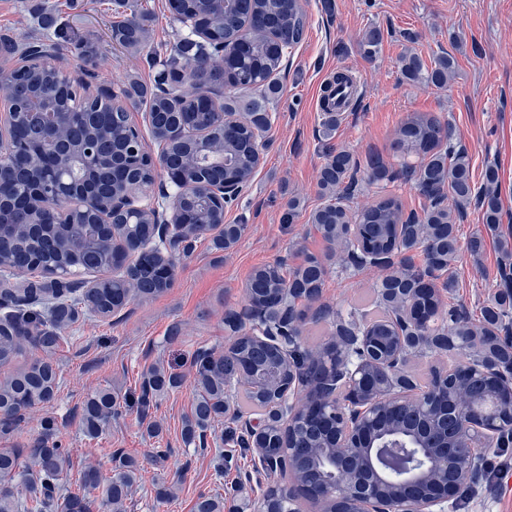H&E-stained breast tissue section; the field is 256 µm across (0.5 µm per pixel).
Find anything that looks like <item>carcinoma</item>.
<instances>
[{
    "label": "carcinoma",
    "instance_id": "obj_1",
    "mask_svg": "<svg viewBox=\"0 0 512 512\" xmlns=\"http://www.w3.org/2000/svg\"><path fill=\"white\" fill-rule=\"evenodd\" d=\"M118 7L122 8L121 20L112 23V44L144 53L163 67L161 82L155 86L132 80L120 89L119 96L133 106L145 105L150 135L164 144V154L180 167L184 184L224 180L245 186L260 165L258 137L271 125V108L280 92L275 74L289 50L304 37L307 18L299 0H168L169 10L180 22L193 21L201 30H191L165 48L149 43L148 10L143 0H118ZM43 25L49 30L45 39L55 48L72 44L83 61L97 57L95 38L71 37L50 13L44 16ZM382 40L380 28L365 30L360 39L364 57L374 58ZM220 51L232 64L224 70L206 67V60ZM28 52L29 47L19 45L10 34H0L1 54L25 56ZM454 65L450 55L436 58L431 66L415 53L400 58V72L406 80L437 89L448 85ZM186 76L206 91L232 88L234 94L224 97L222 111L242 110V121L224 123L213 109L184 96L180 85ZM11 79L13 133L25 147L14 156L16 175L6 182L5 203L0 205V308L4 310L0 369L14 365L28 344L41 350L42 356L0 377L1 432L13 429L27 410L55 400L59 374L53 355L65 341L64 329L84 314L107 318L135 298L163 293L172 280L166 269H174V263L166 260L163 241L149 213L124 212L110 224H98L96 214L90 212L79 224H58L55 212L30 194L33 185L47 181L53 169L60 167L67 172L72 188L78 190L93 180L103 196L136 191L153 182L154 165L129 136L126 109L115 106L116 95L82 99L70 82L44 62L15 70ZM55 111L74 114L73 155L66 160L48 154L28 133L30 113ZM179 122L202 133L205 142L167 139L168 128ZM337 122L336 114L323 113L324 163L318 185L324 202L309 216L331 252L307 255L291 266L279 261L255 268L245 284L244 313L225 316L227 326L237 333L231 345L233 357L227 359L208 350L194 353L196 398L183 424L182 441L195 453L207 451L208 432L219 418L225 423L224 444L244 442L236 428L243 407L265 417L264 432L253 436V447L266 455L278 453L284 444L285 407L275 395L276 387H244L238 411L232 413L226 398L228 384L233 380L255 382L269 374L283 380L296 370L316 393L324 388L329 371L345 361L364 359L361 341L368 324L373 326L376 352L392 350L397 337L403 336L414 354L445 353L450 359L464 355L465 360L455 364L453 372L435 371L425 386H439L450 402L465 391L477 411L496 396L495 386L469 377V372L478 368L512 371V337L504 334L512 327V242L500 243L501 283L480 308L479 317L452 303L444 307L439 299L440 289L453 286L462 248L473 255L482 248L478 236L462 244L457 224L461 208L474 200L488 230L500 224L496 166L488 165L483 185L476 186L468 152L454 142L452 128L431 115L418 113L402 122L395 142L402 158L398 169L377 151L370 150L360 159L332 144ZM88 144L98 150L100 167L96 170L86 169L78 160ZM361 176L372 182L402 179L413 183L425 200L421 212L405 214L396 196L353 209L350 202ZM189 207L196 226L175 231L186 243L187 252L199 235L216 228V207L211 200L198 197ZM243 230L242 224L221 225L214 247H231ZM135 245L140 247L141 257L134 274L105 279L81 292L70 286L45 288L40 279L28 281L24 288L2 287L16 270L39 275L45 270L108 273L120 252ZM338 247L347 250L352 267L370 265L385 271L373 289L372 306L379 318L371 319L367 313L345 317L338 312L332 337L312 348L302 339L303 326L327 319L323 311L310 315L308 310L322 296L328 261ZM415 251L423 256L420 266L410 256ZM248 323L250 333L243 331ZM369 358L366 376L387 392L418 380L403 372L390 374L374 364L377 356ZM183 383L182 376L158 364L151 366L142 375L136 398L141 420H146L157 397ZM119 413L121 406L111 389L93 391L83 402L82 433L90 440L100 438ZM335 418L336 409L331 408L317 419H303L296 425L289 444L303 452L294 460L295 473L331 479L324 462L336 448ZM57 427V418L48 416L29 447L0 448V512H93L91 494L95 492L102 508L125 512V501L137 483L138 462L117 452L111 456L109 476L85 471L74 492L69 480L71 449L55 440ZM416 427L428 446L443 449L457 444L459 431L440 405L419 416ZM194 512H224V496L199 494Z\"/></svg>",
    "mask_w": 512,
    "mask_h": 512
}]
</instances>
